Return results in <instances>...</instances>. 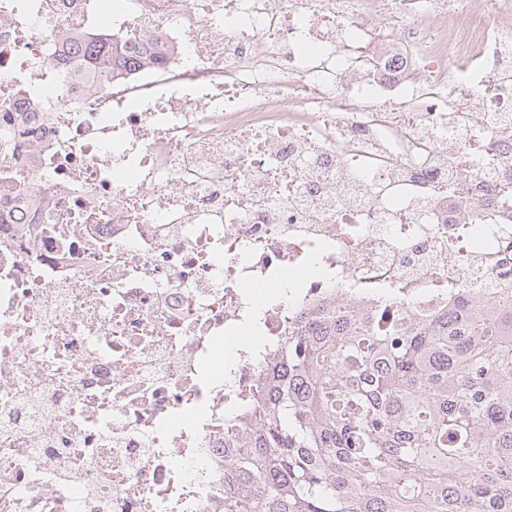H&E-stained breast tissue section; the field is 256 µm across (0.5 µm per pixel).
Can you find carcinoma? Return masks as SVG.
Returning <instances> with one entry per match:
<instances>
[{"label":"carcinoma","mask_w":512,"mask_h":512,"mask_svg":"<svg viewBox=\"0 0 512 512\" xmlns=\"http://www.w3.org/2000/svg\"><path fill=\"white\" fill-rule=\"evenodd\" d=\"M74 54L151 57L106 33ZM251 397L224 512H512V282L491 308L464 280L425 318L301 315Z\"/></svg>","instance_id":"cac0c4a2"}]
</instances>
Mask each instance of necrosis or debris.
Returning <instances> with one entry per match:
<instances>
[{
    "label": "necrosis or debris",
    "instance_id": "4bbe7bcc",
    "mask_svg": "<svg viewBox=\"0 0 512 512\" xmlns=\"http://www.w3.org/2000/svg\"><path fill=\"white\" fill-rule=\"evenodd\" d=\"M510 240L512 0H0V512H224L301 310ZM73 50L79 58L93 60L104 67L112 65V73L136 67L151 57L148 46L122 45L118 48V44L107 33H100L97 37L77 43Z\"/></svg>",
    "mask_w": 512,
    "mask_h": 512
}]
</instances>
